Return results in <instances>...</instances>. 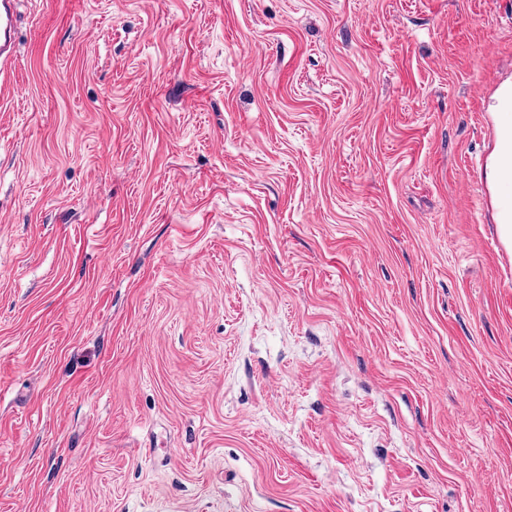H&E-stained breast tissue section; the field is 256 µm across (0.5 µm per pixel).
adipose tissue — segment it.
I'll use <instances>...</instances> for the list:
<instances>
[{"label":"adipose tissue","instance_id":"ef3b65f1","mask_svg":"<svg viewBox=\"0 0 512 512\" xmlns=\"http://www.w3.org/2000/svg\"><path fill=\"white\" fill-rule=\"evenodd\" d=\"M495 117L497 145L489 178L494 186L493 198L498 209L501 229H512V81L496 91L489 106Z\"/></svg>","mask_w":512,"mask_h":512}]
</instances>
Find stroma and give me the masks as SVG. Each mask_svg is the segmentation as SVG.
<instances>
[{
	"mask_svg": "<svg viewBox=\"0 0 512 512\" xmlns=\"http://www.w3.org/2000/svg\"><path fill=\"white\" fill-rule=\"evenodd\" d=\"M512 0H20L0 512H512ZM495 117L497 145L489 178L494 186L493 198L498 209L500 228L512 232V81L496 91L489 105Z\"/></svg>",
	"mask_w": 512,
	"mask_h": 512,
	"instance_id": "stroma-1",
	"label": "stroma"
}]
</instances>
